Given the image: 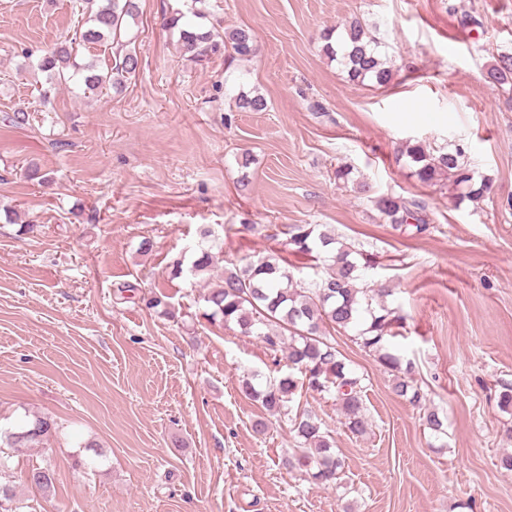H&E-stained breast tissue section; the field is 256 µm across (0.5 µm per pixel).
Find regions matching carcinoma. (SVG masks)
Returning a JSON list of instances; mask_svg holds the SVG:
<instances>
[{"mask_svg": "<svg viewBox=\"0 0 512 512\" xmlns=\"http://www.w3.org/2000/svg\"><path fill=\"white\" fill-rule=\"evenodd\" d=\"M86 16L79 36L54 44L41 57L38 69L47 73L49 87L42 98L57 86L77 78L89 90L110 88L120 94L140 71L139 56L134 47L131 27L139 15V0H81ZM183 13L164 17V26L178 34V43L193 62L202 61L219 49L232 59L249 60L258 51L257 40L248 27L226 29L216 33L200 26L181 23ZM324 53L338 60L346 78L353 84L370 82L386 87L394 78L392 60L379 49V42L368 27L355 20L347 23L338 36L329 31L323 35ZM87 44L107 43L111 58L102 68L97 63L77 59L75 41ZM488 83L512 92V54L500 53L487 69ZM236 107L245 112H264L267 98L260 92L239 93ZM400 157L420 182L437 184L448 181L451 198L460 204L477 202L490 193L488 178H475L465 160V152L452 149L432 150L415 141L405 143ZM380 218L390 224H413L417 231L429 224L425 206L401 196L382 194L372 198ZM284 246L293 253L317 259L327 266L325 275L313 281L295 277L287 260L276 252L257 256L242 265L224 267L220 284L209 289L204 302L212 308L208 317L234 325L243 335L262 338L273 353L284 352L290 372L255 384L256 375L242 378L240 391L258 402L269 414L291 422L296 448L285 458L288 469L306 471L312 480L323 486L341 480L343 461L334 448V441L322 422L307 409L292 411L290 402L300 390L327 394L334 398L347 431L362 437L368 433L369 420L364 400L362 378L348 367L346 358L336 348L333 334L355 331V340L362 349L393 378L392 389L410 403L422 405L426 395L414 380V364L394 346L392 326L403 324L405 317L384 300L388 290L371 289L359 283V270L374 266L372 257L360 254L345 244L338 245L336 236L317 224H289L281 231ZM215 244L200 248L190 260L178 258L174 274L188 271L196 278L212 270L218 260ZM61 425L48 414H24L14 426L0 429V472L12 468L13 455L5 448L42 444L58 435ZM24 482L48 496L54 492V471L51 464L34 466L25 474ZM28 503L18 497L13 486L0 483V512H24Z\"/></svg>", "mask_w": 512, "mask_h": 512, "instance_id": "1", "label": "carcinoma"}]
</instances>
